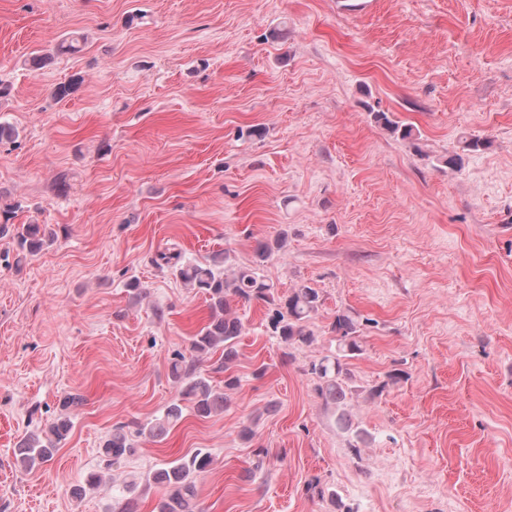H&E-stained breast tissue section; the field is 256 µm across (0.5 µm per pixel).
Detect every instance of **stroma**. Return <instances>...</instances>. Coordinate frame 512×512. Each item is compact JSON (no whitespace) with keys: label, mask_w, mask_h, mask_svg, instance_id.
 Returning a JSON list of instances; mask_svg holds the SVG:
<instances>
[{"label":"stroma","mask_w":512,"mask_h":512,"mask_svg":"<svg viewBox=\"0 0 512 512\" xmlns=\"http://www.w3.org/2000/svg\"><path fill=\"white\" fill-rule=\"evenodd\" d=\"M0 81V224L54 233L33 257L0 238V512H118L130 481L151 512L154 472L200 448L204 512H512V0H0ZM472 138L489 148L446 165ZM283 232L260 272L319 289L313 342L235 303L228 408L184 405L104 468L113 428L176 397L171 359L207 312L155 254L250 265ZM339 309L364 352L334 407L309 365ZM61 417L64 444L21 470L20 442ZM370 114L372 115L375 123L382 126L392 135L401 139L418 140V135L414 132L413 126L402 124L400 121L393 119L390 113L371 112Z\"/></svg>","instance_id":"stroma-1"}]
</instances>
